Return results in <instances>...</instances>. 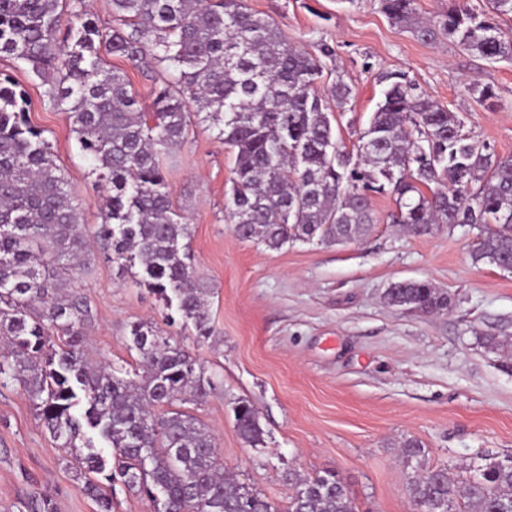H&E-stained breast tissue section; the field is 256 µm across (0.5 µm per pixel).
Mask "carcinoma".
I'll use <instances>...</instances> for the list:
<instances>
[{"mask_svg": "<svg viewBox=\"0 0 512 512\" xmlns=\"http://www.w3.org/2000/svg\"><path fill=\"white\" fill-rule=\"evenodd\" d=\"M111 2L115 26L106 30L67 0H0V57L48 82V102L67 113L108 192L103 223L91 232L51 144L28 121L26 91L0 78V387L27 393L42 424L90 474L81 492L99 512H112V495L96 474L120 480L155 512H279L220 472L209 428L183 409L214 389L184 342L141 320L130 329L134 367L89 352L91 299L72 282L89 264L91 243L119 268H140L141 282L176 308L182 327L206 339L209 288L196 277L191 227L173 205L166 163L187 137L189 104L235 157L227 223L273 251L367 236L369 194L388 191L398 205L393 222L407 233L466 224L475 230L474 262L511 268L512 156L473 140L458 113L401 73L382 76V98L352 152L316 90L328 48L293 46L244 0ZM380 4L423 40L446 35L486 60H512V34L502 28L512 0H488L482 13L448 0L436 20L420 18L416 0ZM148 55L166 77L147 108L108 57L138 63ZM330 95L343 108L352 89L338 76ZM385 298L423 314L451 307L427 280L395 282ZM233 412L243 442L264 445L255 405L241 398ZM402 455L413 512H454L458 498L465 512H512V455L477 454L461 487L447 468L425 464L417 439L403 442ZM286 479L294 494L285 512H350L336 472L303 478L290 470Z\"/></svg>", "mask_w": 512, "mask_h": 512, "instance_id": "obj_1", "label": "carcinoma"}]
</instances>
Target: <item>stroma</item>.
I'll return each instance as SVG.
<instances>
[{
    "mask_svg": "<svg viewBox=\"0 0 512 512\" xmlns=\"http://www.w3.org/2000/svg\"><path fill=\"white\" fill-rule=\"evenodd\" d=\"M309 52L325 46L327 94L336 78L351 87L349 111L330 108L346 145L380 101L382 74H405L439 105L462 113L465 130L500 156L512 155V61L492 62L448 38L421 40L392 24L379 0H246ZM0 74L32 101L30 123L45 132L85 224L102 221L104 191L79 152L67 114L51 106L45 82L0 58ZM496 96L479 101L473 85ZM234 157L207 123L192 117L168 177L171 197L191 226L195 271L211 290V338L192 343L215 389L188 412L216 441L225 469L285 507V474L335 471L357 512H411L401 445H423L429 466L464 474L476 452L512 455V272L473 263L475 234L458 224L412 236L393 224L391 194H371L373 229L335 245H287L278 251L239 239L227 224ZM427 280L448 292L449 311L423 314L390 306L392 283ZM91 301L89 350L134 363L128 330L154 320L168 335L160 298L103 253L75 280ZM251 400L266 431L264 447L240 439L232 410ZM44 428L25 392L0 391V512H28L33 495L55 512H98L78 489L76 472Z\"/></svg>",
    "mask_w": 512,
    "mask_h": 512,
    "instance_id": "stroma-1",
    "label": "stroma"
}]
</instances>
